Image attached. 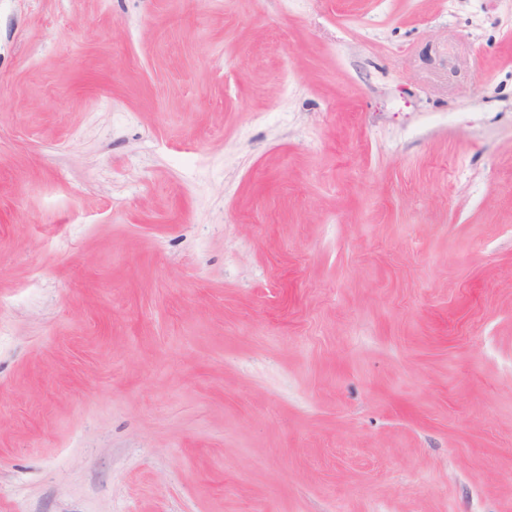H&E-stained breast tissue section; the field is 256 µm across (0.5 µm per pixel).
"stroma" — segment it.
Returning <instances> with one entry per match:
<instances>
[{
	"instance_id": "stroma-1",
	"label": "stroma",
	"mask_w": 512,
	"mask_h": 512,
	"mask_svg": "<svg viewBox=\"0 0 512 512\" xmlns=\"http://www.w3.org/2000/svg\"><path fill=\"white\" fill-rule=\"evenodd\" d=\"M0 512H512V0H0Z\"/></svg>"
}]
</instances>
